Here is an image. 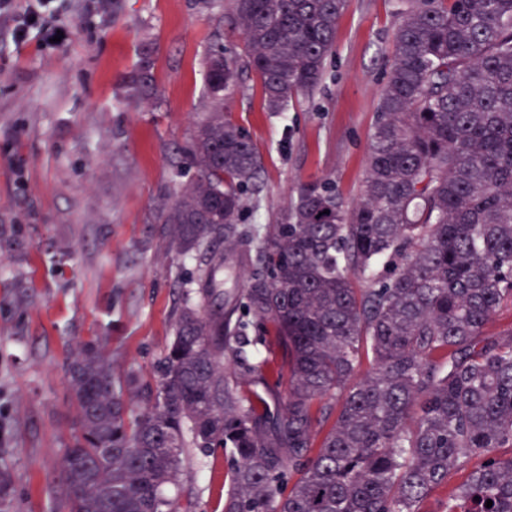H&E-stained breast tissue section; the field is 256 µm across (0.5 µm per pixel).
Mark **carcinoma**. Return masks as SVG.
Returning <instances> with one entry per match:
<instances>
[{"label": "carcinoma", "instance_id": "obj_1", "mask_svg": "<svg viewBox=\"0 0 512 512\" xmlns=\"http://www.w3.org/2000/svg\"><path fill=\"white\" fill-rule=\"evenodd\" d=\"M398 2L361 199L310 183L265 233L236 299L251 338L224 317L223 273L260 157L224 94L244 67L269 112L311 93L347 0H230L243 53L206 55L196 176L163 214L198 275L151 378L116 372L97 341L70 364L68 512H192L166 487L214 448L224 512H426L474 459L440 512H512V329L488 331L512 307V0ZM153 68L146 48L128 97L153 98ZM262 343L281 356H243ZM477 464V460L472 461L469 469ZM469 469L460 470L453 473L448 479V485H443L436 489L433 492L429 503L427 504V509L434 510L438 507L439 504L445 503L448 500V494L465 480Z\"/></svg>", "mask_w": 512, "mask_h": 512}]
</instances>
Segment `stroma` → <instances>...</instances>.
<instances>
[{
    "label": "stroma",
    "mask_w": 512,
    "mask_h": 512,
    "mask_svg": "<svg viewBox=\"0 0 512 512\" xmlns=\"http://www.w3.org/2000/svg\"><path fill=\"white\" fill-rule=\"evenodd\" d=\"M396 0H348L320 85L267 112L255 73L224 98L261 160L243 227L281 223L303 184L329 179L356 204L366 175ZM203 0H55L44 30L16 41L0 17V512H67L60 468L79 413L67 368L100 340L116 369L150 376L197 264L159 218L196 175L186 153L208 115ZM59 30L53 42L45 31ZM151 102L122 79L143 49ZM223 449L194 454L168 494L222 512Z\"/></svg>",
    "instance_id": "obj_1"
}]
</instances>
